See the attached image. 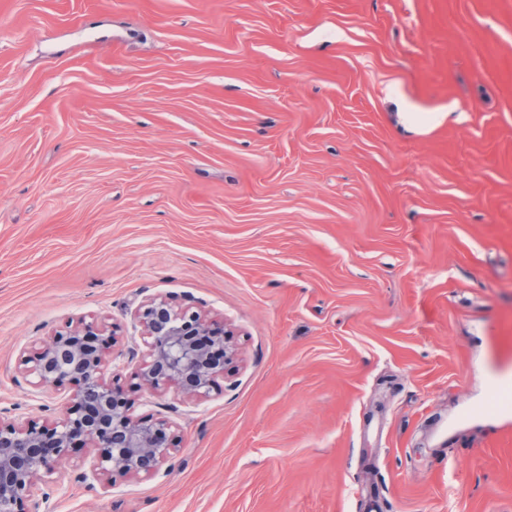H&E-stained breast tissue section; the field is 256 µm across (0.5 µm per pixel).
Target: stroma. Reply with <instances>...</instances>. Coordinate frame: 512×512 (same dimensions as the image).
I'll use <instances>...</instances> for the list:
<instances>
[{"instance_id":"obj_1","label":"stroma","mask_w":512,"mask_h":512,"mask_svg":"<svg viewBox=\"0 0 512 512\" xmlns=\"http://www.w3.org/2000/svg\"><path fill=\"white\" fill-rule=\"evenodd\" d=\"M154 300L206 396L135 387ZM91 321L178 450L51 512H512V0H0V417Z\"/></svg>"}]
</instances>
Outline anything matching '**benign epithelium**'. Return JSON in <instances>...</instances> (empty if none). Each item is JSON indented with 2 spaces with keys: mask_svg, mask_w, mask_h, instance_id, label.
Instances as JSON below:
<instances>
[{
  "mask_svg": "<svg viewBox=\"0 0 512 512\" xmlns=\"http://www.w3.org/2000/svg\"><path fill=\"white\" fill-rule=\"evenodd\" d=\"M146 347L138 377L153 390L178 384L202 397L224 363L211 358L210 347L233 355L224 328L206 326L194 314H176L153 303L140 315ZM98 327L86 324L69 335H55L33 363L37 386H61L75 379L79 388L65 418L52 427L33 421L0 419V512H41L34 490L56 474L73 442L93 444L91 473L105 487L122 478L153 474L178 451L165 420H134L125 411L119 382L103 380L104 361Z\"/></svg>",
  "mask_w": 512,
  "mask_h": 512,
  "instance_id": "7a95c632",
  "label": "benign epithelium"
}]
</instances>
